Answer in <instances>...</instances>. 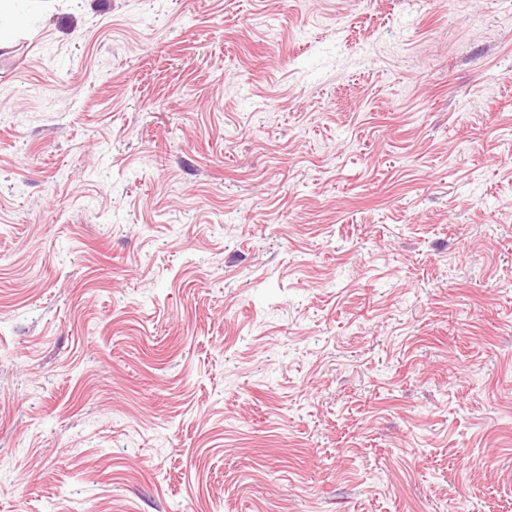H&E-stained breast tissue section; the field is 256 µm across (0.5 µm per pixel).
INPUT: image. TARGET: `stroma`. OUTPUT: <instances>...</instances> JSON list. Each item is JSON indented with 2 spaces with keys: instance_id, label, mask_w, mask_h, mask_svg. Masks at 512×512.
<instances>
[{
  "instance_id": "35a3bbf8",
  "label": "stroma",
  "mask_w": 512,
  "mask_h": 512,
  "mask_svg": "<svg viewBox=\"0 0 512 512\" xmlns=\"http://www.w3.org/2000/svg\"><path fill=\"white\" fill-rule=\"evenodd\" d=\"M0 512H512V0H17Z\"/></svg>"
}]
</instances>
